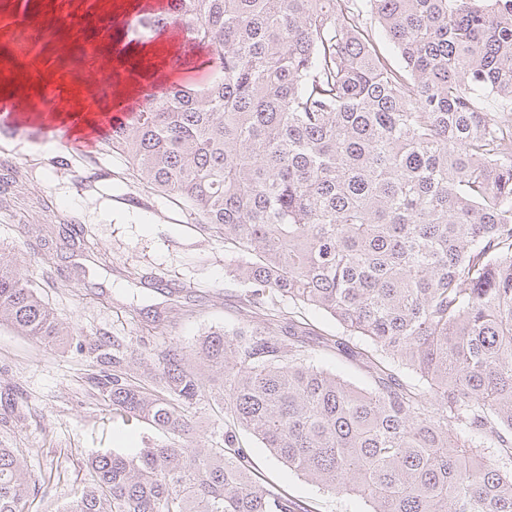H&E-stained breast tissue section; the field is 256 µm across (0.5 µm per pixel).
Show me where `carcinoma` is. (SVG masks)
<instances>
[{"label": "carcinoma", "instance_id": "1", "mask_svg": "<svg viewBox=\"0 0 512 512\" xmlns=\"http://www.w3.org/2000/svg\"><path fill=\"white\" fill-rule=\"evenodd\" d=\"M499 0H174V84L106 147L224 234L263 325L171 343L155 387L90 376L123 420L167 441L89 460L62 512H304L258 483L235 435L197 433L208 396L268 451L368 512H512V12ZM377 22L374 29L369 22ZM152 32L160 13L139 16ZM288 300L358 339L369 385L307 362ZM41 343L68 330L0 247V327ZM29 480L0 447V512ZM200 57H202V59H200ZM208 60L209 57L206 49H196L194 56L190 62L186 64L185 72L175 79L174 82L192 86H204L209 84L213 81L215 72L211 65H205ZM201 69H206L209 72L204 79L198 80L195 78L194 74L190 73Z\"/></svg>", "mask_w": 512, "mask_h": 512}]
</instances>
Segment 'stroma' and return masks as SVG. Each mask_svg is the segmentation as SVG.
I'll return each instance as SVG.
<instances>
[{"label":"stroma","mask_w":512,"mask_h":512,"mask_svg":"<svg viewBox=\"0 0 512 512\" xmlns=\"http://www.w3.org/2000/svg\"><path fill=\"white\" fill-rule=\"evenodd\" d=\"M17 0H0V46L23 34L32 72L50 77L47 95L57 110L69 107L70 88L83 68L71 28L107 39L121 27L118 0H29L28 23H17ZM21 174L0 184V246L14 250L23 275L40 287L70 334L59 345L0 328V446L13 448L31 475L26 512H61L93 479L88 458L134 455L167 436L145 424H126L92 387L101 353L130 348L141 359L123 360L129 379L151 384L157 356L170 343L192 345L205 331L251 318L241 283L227 270L237 257L224 238L196 223L182 199L142 182L123 157L97 149L67 153L49 137L0 138V164ZM75 220L78 245L56 231ZM314 324L307 337L312 364L365 386L358 362L326 348L334 320L293 307ZM163 334H156V327ZM264 482L283 490L306 512H366L359 498L317 487L237 434Z\"/></svg>","instance_id":"obj_1"}]
</instances>
